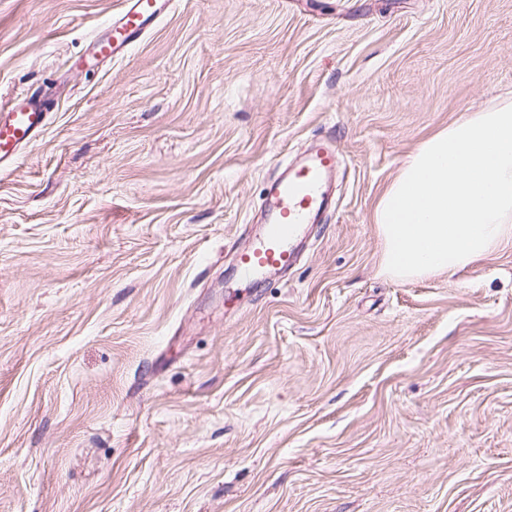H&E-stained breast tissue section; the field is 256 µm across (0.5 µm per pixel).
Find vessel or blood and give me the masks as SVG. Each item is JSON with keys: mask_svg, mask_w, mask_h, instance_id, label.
<instances>
[{"mask_svg": "<svg viewBox=\"0 0 512 512\" xmlns=\"http://www.w3.org/2000/svg\"><path fill=\"white\" fill-rule=\"evenodd\" d=\"M173 2L125 0L108 25L109 37L98 42L97 54L109 61L126 56ZM47 116L48 102L38 92L0 105V170L14 166L40 138ZM339 165L331 138L320 137L303 159L289 163L286 173L269 185L264 228L237 255L241 280L272 281L296 263L295 247L307 225L320 223L332 207L327 184Z\"/></svg>", "mask_w": 512, "mask_h": 512, "instance_id": "obj_1", "label": "vessel or blood"}]
</instances>
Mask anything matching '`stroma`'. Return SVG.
<instances>
[{
    "instance_id": "1",
    "label": "stroma",
    "mask_w": 512,
    "mask_h": 512,
    "mask_svg": "<svg viewBox=\"0 0 512 512\" xmlns=\"http://www.w3.org/2000/svg\"><path fill=\"white\" fill-rule=\"evenodd\" d=\"M119 5L0 0V103L51 101L0 174V512H512V242L397 281L374 223L512 92V0H178L86 64ZM315 134L328 221L238 284Z\"/></svg>"
}]
</instances>
